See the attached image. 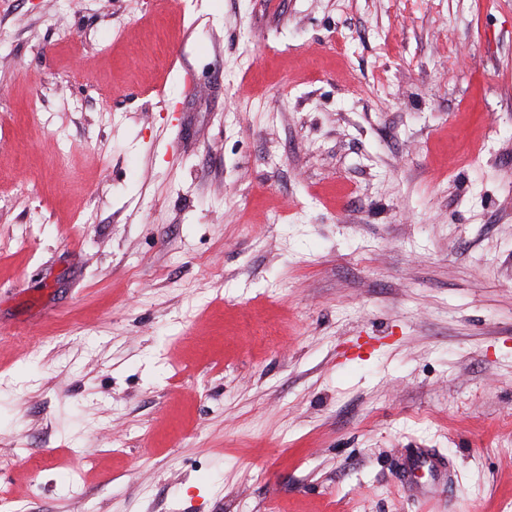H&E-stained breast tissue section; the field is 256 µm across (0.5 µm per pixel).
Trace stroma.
I'll return each instance as SVG.
<instances>
[{"label": "stroma", "mask_w": 512, "mask_h": 512, "mask_svg": "<svg viewBox=\"0 0 512 512\" xmlns=\"http://www.w3.org/2000/svg\"><path fill=\"white\" fill-rule=\"evenodd\" d=\"M0 512H512V0H0Z\"/></svg>", "instance_id": "35a3bbf8"}]
</instances>
